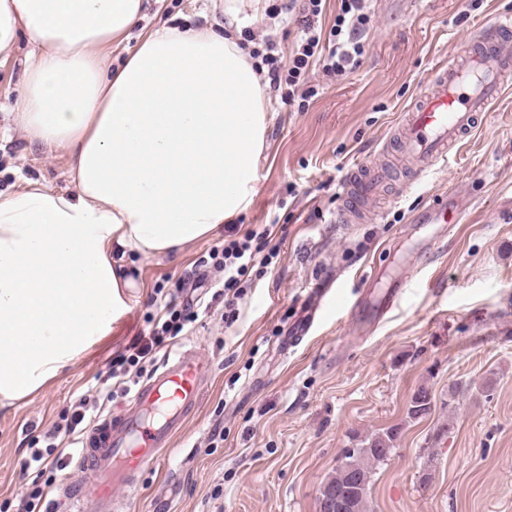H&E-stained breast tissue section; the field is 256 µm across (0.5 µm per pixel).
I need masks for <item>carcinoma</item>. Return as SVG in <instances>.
Wrapping results in <instances>:
<instances>
[{
    "mask_svg": "<svg viewBox=\"0 0 512 512\" xmlns=\"http://www.w3.org/2000/svg\"><path fill=\"white\" fill-rule=\"evenodd\" d=\"M433 404L428 388L421 385L411 398L408 415L420 418L432 412ZM398 430L390 428L374 434L359 448H349L345 452V462L326 481L329 487L341 488L349 485L356 476L362 484V494L357 496L355 512H368V488L372 467L389 459L395 449Z\"/></svg>",
    "mask_w": 512,
    "mask_h": 512,
    "instance_id": "cac0c4a2",
    "label": "carcinoma"
}]
</instances>
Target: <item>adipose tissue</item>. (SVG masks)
I'll return each mask as SVG.
<instances>
[{"label": "adipose tissue", "instance_id": "adipose-tissue-1", "mask_svg": "<svg viewBox=\"0 0 512 512\" xmlns=\"http://www.w3.org/2000/svg\"><path fill=\"white\" fill-rule=\"evenodd\" d=\"M147 0H0V54L30 49L14 128L70 158L72 188L0 191V406L73 370L129 308L133 258L213 235L251 204L266 89L244 20L166 24L120 66Z\"/></svg>", "mask_w": 512, "mask_h": 512}]
</instances>
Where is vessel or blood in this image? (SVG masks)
Listing matches in <instances>:
<instances>
[{
	"label": "vessel or blood",
	"instance_id": "vessel-or-blood-1",
	"mask_svg": "<svg viewBox=\"0 0 512 512\" xmlns=\"http://www.w3.org/2000/svg\"><path fill=\"white\" fill-rule=\"evenodd\" d=\"M512 77V13L497 19L489 33L467 38L453 62L436 66L424 91L396 131L395 147L413 179H421L447 161L490 111L502 87ZM387 168L365 163L353 168L343 195V219L367 223L366 203L388 179ZM469 204L451 194L434 199L417 214L419 224L463 223ZM408 274L392 278L378 289V273L365 276L356 304L348 312L351 326L370 333L398 305ZM331 291L323 281L289 344L303 340ZM208 364L190 350L176 351L132 396L126 409L95 423L75 463L76 505L92 504L96 512H124L116 489L135 490L141 473L170 448L174 436L197 411Z\"/></svg>",
	"mask_w": 512,
	"mask_h": 512
}]
</instances>
